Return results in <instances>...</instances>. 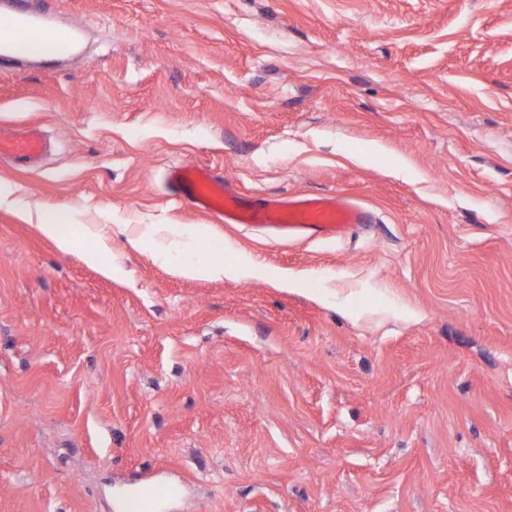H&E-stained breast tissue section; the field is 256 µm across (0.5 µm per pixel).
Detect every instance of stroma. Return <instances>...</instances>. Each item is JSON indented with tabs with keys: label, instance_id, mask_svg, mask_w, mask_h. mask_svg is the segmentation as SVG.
Listing matches in <instances>:
<instances>
[{
	"label": "stroma",
	"instance_id": "1",
	"mask_svg": "<svg viewBox=\"0 0 512 512\" xmlns=\"http://www.w3.org/2000/svg\"><path fill=\"white\" fill-rule=\"evenodd\" d=\"M81 57L0 69V512H512V0H46ZM339 192L285 240L176 198ZM79 213L60 252L21 212ZM84 224L112 234L103 275ZM263 257L184 279L152 226ZM300 277L276 287V271ZM46 148V141L35 128H22L3 135L0 131V158L7 157L31 166L40 160ZM176 195L220 224H249L291 239L339 238L369 222L363 208L336 193L283 195L247 199L235 195L206 168L192 162L169 170ZM172 489L167 486L145 484L138 487L125 501L126 512H158L159 502L169 495Z\"/></svg>",
	"mask_w": 512,
	"mask_h": 512
}]
</instances>
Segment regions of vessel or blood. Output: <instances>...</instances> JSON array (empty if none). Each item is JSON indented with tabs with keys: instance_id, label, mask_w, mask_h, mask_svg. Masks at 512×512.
I'll return each instance as SVG.
<instances>
[{
	"instance_id": "vessel-or-blood-1",
	"label": "vessel or blood",
	"mask_w": 512,
	"mask_h": 512,
	"mask_svg": "<svg viewBox=\"0 0 512 512\" xmlns=\"http://www.w3.org/2000/svg\"><path fill=\"white\" fill-rule=\"evenodd\" d=\"M81 27L58 22L41 0H0V69L29 59L49 63L80 55ZM47 148L39 130L22 128L0 134V158L36 164ZM167 179L177 196L220 224H247L291 239L339 238L368 223L369 215L336 193L283 195L247 199L230 191L224 181L191 162L169 170ZM170 487L145 484L125 501L126 512H158Z\"/></svg>"
}]
</instances>
